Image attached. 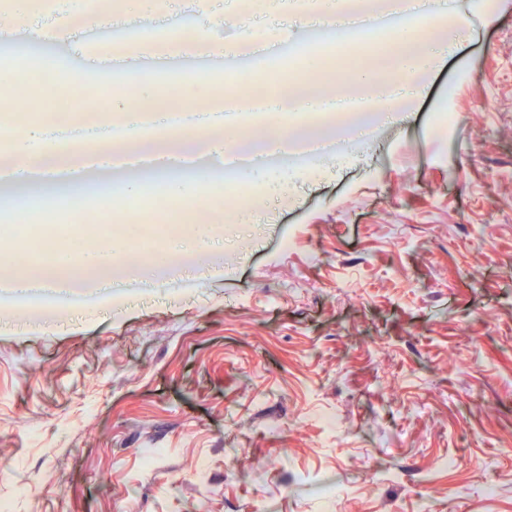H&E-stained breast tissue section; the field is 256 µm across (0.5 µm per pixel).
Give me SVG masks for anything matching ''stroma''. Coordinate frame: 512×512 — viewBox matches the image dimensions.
I'll list each match as a JSON object with an SVG mask.
<instances>
[{"mask_svg": "<svg viewBox=\"0 0 512 512\" xmlns=\"http://www.w3.org/2000/svg\"><path fill=\"white\" fill-rule=\"evenodd\" d=\"M479 38L457 39L411 111L372 137H337L325 166L281 190L248 174L251 220L195 260L198 278L155 282L135 300L100 299L85 317L47 311L0 330V499L13 512H195L206 471L211 512H512V0H469ZM209 16L184 37L268 34L260 0ZM159 23L113 39L109 0L47 11L0 0L21 36L0 93L15 112L109 114L118 94L171 107L218 106L230 65L178 78L84 72L23 39L45 24L76 30L82 53L157 55L163 20L186 0H154ZM425 130L428 160L414 135ZM113 182L73 180L74 225Z\"/></svg>", "mask_w": 512, "mask_h": 512, "instance_id": "stroma-1", "label": "stroma"}]
</instances>
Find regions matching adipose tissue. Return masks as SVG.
I'll return each instance as SVG.
<instances>
[{"instance_id":"ef3b65f1","label":"adipose tissue","mask_w":512,"mask_h":512,"mask_svg":"<svg viewBox=\"0 0 512 512\" xmlns=\"http://www.w3.org/2000/svg\"><path fill=\"white\" fill-rule=\"evenodd\" d=\"M267 14L273 23L264 44L240 41L230 46L220 39L205 44L211 58L238 62L235 79L239 90L225 94L222 108L175 112L161 99L145 110L123 98L113 103L106 122L77 119L67 124L44 120L22 124L16 130L9 159L0 164V188L40 183L48 189L40 201L51 209L61 199L65 173L135 170L158 178L185 174L201 181L206 174L198 168L200 156L212 151L223 152L224 177L233 182L241 179L242 172L236 156L225 151L221 135L238 128L240 112L246 108L276 119L263 137L267 154L284 160L301 154L305 166L312 167L324 160L330 142L323 121L351 119L346 98L363 92L381 94L389 83L396 86L398 100L419 97L424 77L443 64L448 53L447 46L437 39L444 25L461 33L472 31L470 14L450 9L448 0H298L296 17L313 42L343 47L350 43L353 32L381 20L387 23L390 39L366 66L347 68L335 76L323 68L291 72L289 92L283 95L263 89L261 75L247 62L248 57L263 54L273 45L286 53L297 50L299 31L277 23L279 8L274 0H269ZM145 125L160 135L148 148L130 136ZM52 142L70 143L69 163L48 158L43 147ZM85 253L82 279H75L71 265L59 258L34 256L21 268L0 276V295L23 310H71L78 296L103 289L125 297L128 281L142 277L147 270L136 258L113 255L108 244H90Z\"/></svg>"}]
</instances>
